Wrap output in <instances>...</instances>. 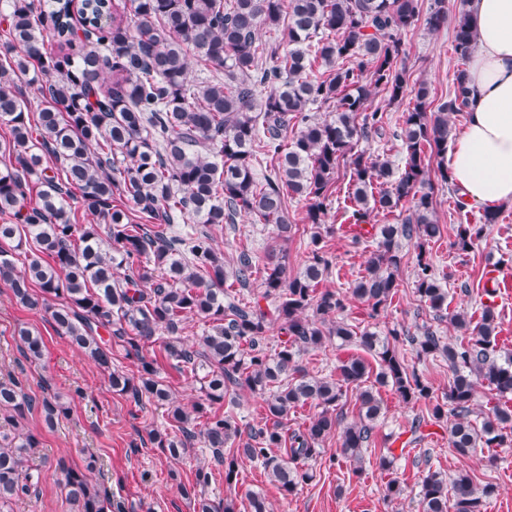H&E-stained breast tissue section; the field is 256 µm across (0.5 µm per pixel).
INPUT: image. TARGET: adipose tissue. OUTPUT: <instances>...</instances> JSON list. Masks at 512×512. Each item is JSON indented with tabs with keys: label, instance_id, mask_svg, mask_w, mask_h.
<instances>
[{
	"label": "adipose tissue",
	"instance_id": "obj_1",
	"mask_svg": "<svg viewBox=\"0 0 512 512\" xmlns=\"http://www.w3.org/2000/svg\"><path fill=\"white\" fill-rule=\"evenodd\" d=\"M467 122L443 165L471 206L512 204V0H466Z\"/></svg>",
	"mask_w": 512,
	"mask_h": 512
}]
</instances>
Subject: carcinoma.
I'll list each match as a JSON object with an SVG mask.
<instances>
[{"mask_svg":"<svg viewBox=\"0 0 512 512\" xmlns=\"http://www.w3.org/2000/svg\"><path fill=\"white\" fill-rule=\"evenodd\" d=\"M0 6L8 21L0 44V123L10 134L0 141V215L16 220L0 224V242L31 253L19 271L13 253L1 247L0 281L23 306L49 312L113 392L167 407L171 432L148 433L156 447L178 457L198 439L224 466L226 484L249 461L291 495L312 478L308 463L336 431L344 460L362 468L381 415L380 400L365 386L370 378L407 404L431 406L428 417L415 420L414 435L444 420L448 447L460 456L512 444L505 433L512 426V352L497 349L494 306L480 302L477 320L451 315L462 336L448 343L427 326L419 334H381L356 331L340 319L350 296L367 304L372 319L391 304L403 240L417 250L420 301L436 313L448 309V289L425 248L440 235L430 158L448 153L449 115L467 111L468 89L462 67L451 96L432 111L430 87L409 85L403 36L420 20L419 0H0ZM447 19L448 0H434L425 27L435 31ZM263 27L281 38L260 41ZM473 42L462 12L453 51L463 65ZM190 55L208 71L205 79L189 78ZM264 55L274 65L258 75ZM317 62L325 66L319 77L311 75ZM262 84L269 91L259 101ZM25 85L38 92L36 104L25 97ZM378 91L391 103L413 100L402 115L401 166L364 147L386 124L385 113L373 106ZM313 106L330 108V118L318 120ZM258 147L275 160L260 188L253 173ZM342 167L349 171L347 219L370 227L377 244L366 274L347 294L319 290L332 267L320 229ZM119 197L133 211L117 204ZM296 197L307 201L306 219L316 231L309 259L292 276L281 249L262 256L243 249L228 272L206 231L167 232L180 220L222 224L244 212L273 225L275 242H288L296 233L288 200ZM74 200L95 223L71 222ZM380 214L399 223L377 224ZM136 217L148 223L136 224ZM497 218L488 209L482 224L460 227L457 248L471 249ZM256 275L259 300L244 303L224 288L230 277L246 288ZM50 297L59 303L50 305ZM193 316L213 326L190 344L181 333ZM274 322L281 339L269 350L265 340ZM100 327L112 330L111 339L98 336ZM162 333L166 357L200 384L201 396L189 409L176 403L156 360L143 354ZM17 335L22 356L39 361L42 336L27 328ZM334 338L369 353L378 371L351 357L339 361L336 379L310 374L302 356ZM404 343L419 358L448 362L452 376L443 401L409 366L399 348ZM114 346L138 361V376L112 367ZM480 385L491 397L477 412L478 423L470 416ZM349 387L357 392L358 419L344 425L336 407ZM238 388L263 396L272 425L244 437L231 412L213 409ZM308 404L319 412L305 427L287 428L290 412ZM36 406L49 425L67 410L56 393L37 401L20 382L0 381V512L39 484L29 466L39 440L25 427ZM201 417L197 429L193 422ZM393 464L380 456L386 497L395 499L404 489ZM65 489L74 512H112L107 489L79 470H65ZM495 492L466 472L447 480L429 470L418 492L420 512H448L450 501L454 512H484Z\"/></svg>","mask_w":512,"mask_h":512,"instance_id":"obj_1","label":"carcinoma"}]
</instances>
